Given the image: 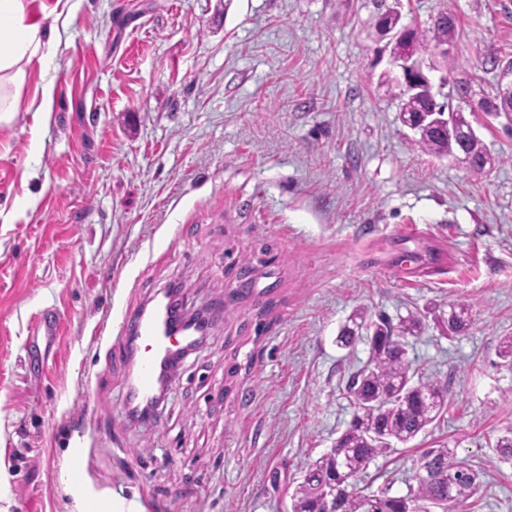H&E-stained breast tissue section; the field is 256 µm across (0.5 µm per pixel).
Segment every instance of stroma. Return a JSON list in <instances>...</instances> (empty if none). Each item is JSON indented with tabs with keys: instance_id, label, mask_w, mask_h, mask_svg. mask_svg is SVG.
I'll use <instances>...</instances> for the list:
<instances>
[{
	"instance_id": "35a3bbf8",
	"label": "stroma",
	"mask_w": 512,
	"mask_h": 512,
	"mask_svg": "<svg viewBox=\"0 0 512 512\" xmlns=\"http://www.w3.org/2000/svg\"><path fill=\"white\" fill-rule=\"evenodd\" d=\"M390 9L423 32L452 15L458 77L494 92L512 0H80L62 13L52 57L0 125V512H291L353 417L346 384L369 343L336 336L359 311L426 315L408 357L448 407L358 489L406 495L420 453L445 444L484 472L465 512H512V458L495 448L512 431L499 356L512 122L466 115L498 159L486 178L422 152L384 86L392 44L376 27ZM430 248L440 262L418 267ZM172 283L188 308L222 312L141 423L123 402L125 342L100 329ZM460 301L473 326L451 336L434 316ZM50 306L62 334L33 342Z\"/></svg>"
}]
</instances>
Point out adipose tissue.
I'll return each mask as SVG.
<instances>
[{
  "mask_svg": "<svg viewBox=\"0 0 512 512\" xmlns=\"http://www.w3.org/2000/svg\"><path fill=\"white\" fill-rule=\"evenodd\" d=\"M35 0H0V124L17 110L30 67L55 48L52 31L31 11Z\"/></svg>",
  "mask_w": 512,
  "mask_h": 512,
  "instance_id": "adipose-tissue-1",
  "label": "adipose tissue"
}]
</instances>
